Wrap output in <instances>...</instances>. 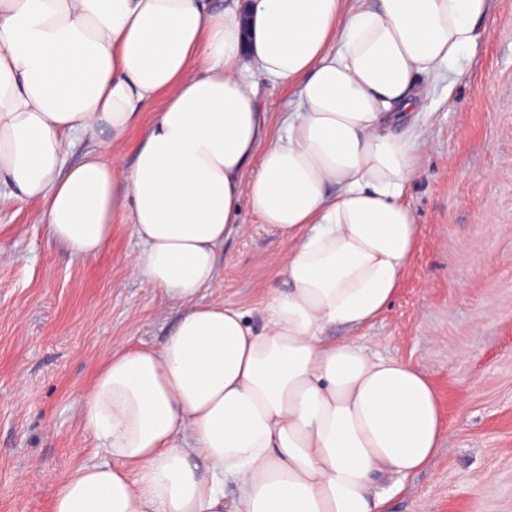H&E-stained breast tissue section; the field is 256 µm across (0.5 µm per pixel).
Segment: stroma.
Here are the masks:
<instances>
[{"mask_svg":"<svg viewBox=\"0 0 512 512\" xmlns=\"http://www.w3.org/2000/svg\"><path fill=\"white\" fill-rule=\"evenodd\" d=\"M452 87L431 84L429 148L407 190L420 232L389 307L333 330L409 362L435 387L446 432L393 512H512V0H490ZM205 303L253 327L288 244L243 207ZM127 217L96 258L49 241L39 204L0 197V512H51L61 478L92 462L81 399L105 355L159 347L181 310L130 271Z\"/></svg>","mask_w":512,"mask_h":512,"instance_id":"35a3bbf8","label":"stroma"}]
</instances>
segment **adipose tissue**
I'll use <instances>...</instances> for the list:
<instances>
[{
	"label": "adipose tissue",
	"instance_id": "adipose-tissue-1",
	"mask_svg": "<svg viewBox=\"0 0 512 512\" xmlns=\"http://www.w3.org/2000/svg\"><path fill=\"white\" fill-rule=\"evenodd\" d=\"M489 7L0 0V190L38 203L80 261L128 214L133 274L182 309L161 347L101 362L80 412L98 458L52 512H391L374 482L435 456L436 392L327 332L396 294L418 235L404 196L429 147L419 80H457ZM262 79L295 96L276 130ZM70 138L86 145L74 164ZM244 198L293 243L259 328L198 301Z\"/></svg>",
	"mask_w": 512,
	"mask_h": 512
}]
</instances>
